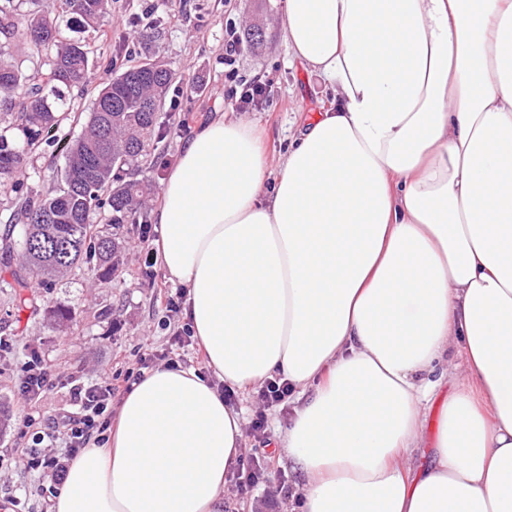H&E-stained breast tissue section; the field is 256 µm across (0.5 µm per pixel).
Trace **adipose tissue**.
Returning a JSON list of instances; mask_svg holds the SVG:
<instances>
[{"instance_id": "ef3b65f1", "label": "adipose tissue", "mask_w": 512, "mask_h": 512, "mask_svg": "<svg viewBox=\"0 0 512 512\" xmlns=\"http://www.w3.org/2000/svg\"><path fill=\"white\" fill-rule=\"evenodd\" d=\"M285 16L335 105L274 173L254 125L213 120L161 185L155 259L211 375L144 373L51 512H224L245 419L221 389L275 377L304 396L291 512H512V0ZM446 381H448V385L444 384L439 395L433 400L431 404L428 416V427L425 435V448L420 449L416 454V459L419 460V462L427 463L430 458V448H432V444L436 440L438 431L439 412L443 400L442 397L445 396L447 393H450L453 389V382L449 378L448 380L446 379ZM422 451H424L426 454L425 458L421 457Z\"/></svg>"}]
</instances>
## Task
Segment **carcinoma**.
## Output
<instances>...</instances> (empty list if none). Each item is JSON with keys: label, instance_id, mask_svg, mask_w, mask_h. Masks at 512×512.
Returning a JSON list of instances; mask_svg holds the SVG:
<instances>
[{"label": "carcinoma", "instance_id": "1", "mask_svg": "<svg viewBox=\"0 0 512 512\" xmlns=\"http://www.w3.org/2000/svg\"><path fill=\"white\" fill-rule=\"evenodd\" d=\"M112 13V0H49L18 13L16 0H0V32L29 51L46 57L45 67L28 72L0 53V102L17 108L14 122L0 131V190L12 195L17 209L5 225L10 241L0 254H18L12 274L15 298L34 287L50 288L81 262L106 277L114 271L117 234L95 224H149L148 198L156 189L146 175L160 156L166 132L161 105L175 73L144 59L115 72L91 99L83 130L73 140L61 123L74 109L73 89L89 85L93 50L89 43L61 34L70 15L83 29L99 30ZM63 147L65 163L56 186L39 194L24 175L28 157L42 146ZM62 328L73 319L64 304L49 312Z\"/></svg>", "mask_w": 512, "mask_h": 512}]
</instances>
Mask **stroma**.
Returning <instances> with one entry per match:
<instances>
[{
    "label": "stroma",
    "instance_id": "stroma-1",
    "mask_svg": "<svg viewBox=\"0 0 512 512\" xmlns=\"http://www.w3.org/2000/svg\"><path fill=\"white\" fill-rule=\"evenodd\" d=\"M231 23L243 35L257 24L266 31L263 44L242 43L235 66L240 75L270 80L274 101L269 108L238 112L224 101V37ZM284 27L285 0H115L102 31L93 36L97 54L92 81L100 83L112 55L127 62L145 57L160 60L175 71V84L184 91L179 111L162 109L170 128L162 147L170 163H177L194 129L222 117L260 129L269 164L275 168L308 118L327 111L335 97L323 78L294 57ZM191 82L198 88L190 92L186 86ZM183 116L188 119L184 129L178 126ZM62 165V151L46 148L33 154L27 165L29 183L39 193L51 192ZM158 236L155 227L146 231L138 224L124 225L118 266L111 278L96 277L86 264H79L53 287L27 291L28 306L22 310L7 286L10 271L0 265V336L13 340L12 352L0 357V453L12 454L26 444L16 433L22 416L18 366L30 349H37L49 375L84 382L98 380L108 369L120 372L135 367L147 346L192 361V348L173 345L171 340L174 328L185 324V315L170 314L156 300L153 285L166 279L161 268L149 262ZM60 302L73 311L72 322L62 330L51 325L48 315ZM297 404L292 397L266 410L270 446L260 445L250 435L245 438L246 454L265 452L272 457L270 483L288 488L279 497L277 512H290L305 483L303 473L274 446ZM41 483L38 472L0 467V499L8 493L18 496L19 512H50L51 502L42 496Z\"/></svg>",
    "mask_w": 512,
    "mask_h": 512
}]
</instances>
